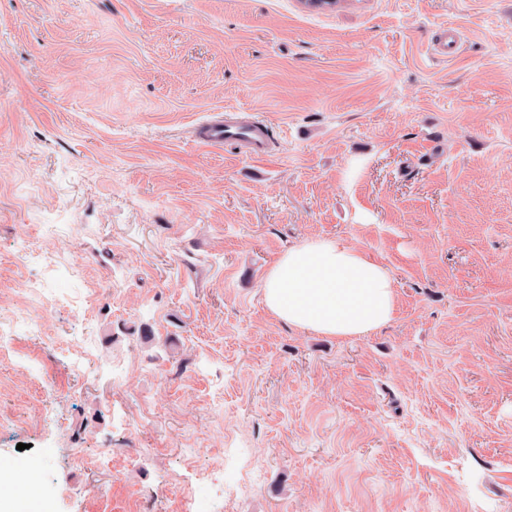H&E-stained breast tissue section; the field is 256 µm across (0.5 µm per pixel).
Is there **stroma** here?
Here are the masks:
<instances>
[{
	"mask_svg": "<svg viewBox=\"0 0 512 512\" xmlns=\"http://www.w3.org/2000/svg\"><path fill=\"white\" fill-rule=\"evenodd\" d=\"M228 107L270 159L195 142ZM328 239L389 325L266 312ZM33 283L65 291L17 340L42 372L0 359V458L44 474L12 512H512V0H0V309ZM262 302L275 319L321 336H367L395 317L389 271L340 240L288 248L267 270Z\"/></svg>",
	"mask_w": 512,
	"mask_h": 512,
	"instance_id": "obj_1",
	"label": "stroma"
}]
</instances>
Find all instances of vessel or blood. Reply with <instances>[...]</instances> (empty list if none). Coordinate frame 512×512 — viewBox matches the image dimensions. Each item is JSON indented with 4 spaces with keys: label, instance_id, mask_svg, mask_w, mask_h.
<instances>
[{
    "label": "vessel or blood",
    "instance_id": "vessel-or-blood-1",
    "mask_svg": "<svg viewBox=\"0 0 512 512\" xmlns=\"http://www.w3.org/2000/svg\"><path fill=\"white\" fill-rule=\"evenodd\" d=\"M200 144L213 146H239L248 158L263 160L270 156L269 127L262 117L241 123L233 120L207 122L199 137Z\"/></svg>",
    "mask_w": 512,
    "mask_h": 512
}]
</instances>
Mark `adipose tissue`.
I'll use <instances>...</instances> for the list:
<instances>
[{"instance_id": "obj_1", "label": "adipose tissue", "mask_w": 512, "mask_h": 512, "mask_svg": "<svg viewBox=\"0 0 512 512\" xmlns=\"http://www.w3.org/2000/svg\"><path fill=\"white\" fill-rule=\"evenodd\" d=\"M262 302L275 319L321 336L369 335L395 316L389 271L340 240L288 248L267 270Z\"/></svg>"}]
</instances>
